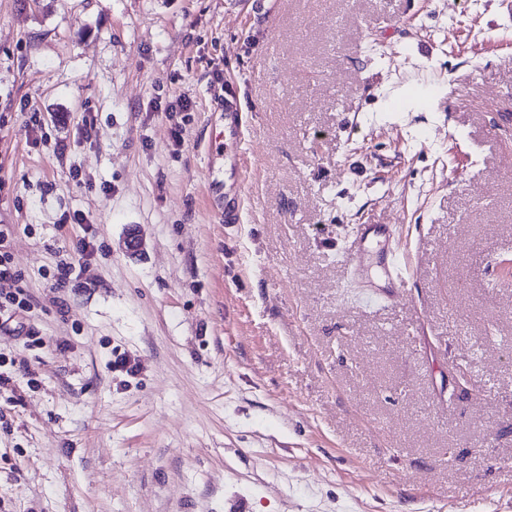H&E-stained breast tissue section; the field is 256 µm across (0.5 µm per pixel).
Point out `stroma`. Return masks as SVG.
<instances>
[{
	"instance_id": "stroma-1",
	"label": "stroma",
	"mask_w": 512,
	"mask_h": 512,
	"mask_svg": "<svg viewBox=\"0 0 512 512\" xmlns=\"http://www.w3.org/2000/svg\"><path fill=\"white\" fill-rule=\"evenodd\" d=\"M0 230V512H512L495 0H0ZM390 225L388 224H363L360 232L353 241V246L349 252V261L352 264H358L361 255L366 248L377 238L389 235Z\"/></svg>"
}]
</instances>
